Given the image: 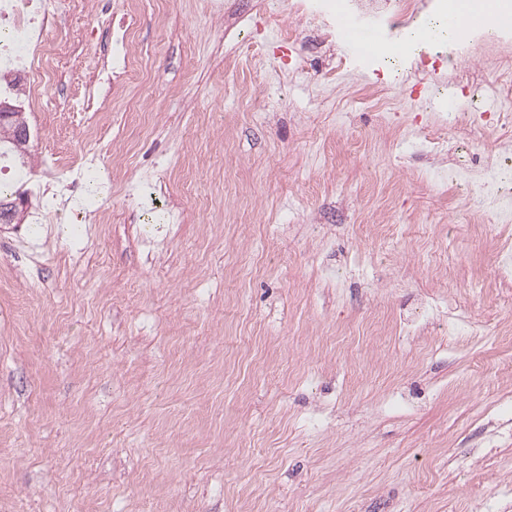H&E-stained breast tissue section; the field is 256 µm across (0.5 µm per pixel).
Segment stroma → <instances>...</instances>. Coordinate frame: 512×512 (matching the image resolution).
I'll list each match as a JSON object with an SVG mask.
<instances>
[{
    "instance_id": "stroma-1",
    "label": "stroma",
    "mask_w": 512,
    "mask_h": 512,
    "mask_svg": "<svg viewBox=\"0 0 512 512\" xmlns=\"http://www.w3.org/2000/svg\"><path fill=\"white\" fill-rule=\"evenodd\" d=\"M136 8L147 68L91 142L110 223L0 226V512H512V287L430 185L497 163L512 188V129L401 137L445 35L321 93L280 0H224L223 27L199 0ZM89 118L30 114L34 156L74 155Z\"/></svg>"
}]
</instances>
